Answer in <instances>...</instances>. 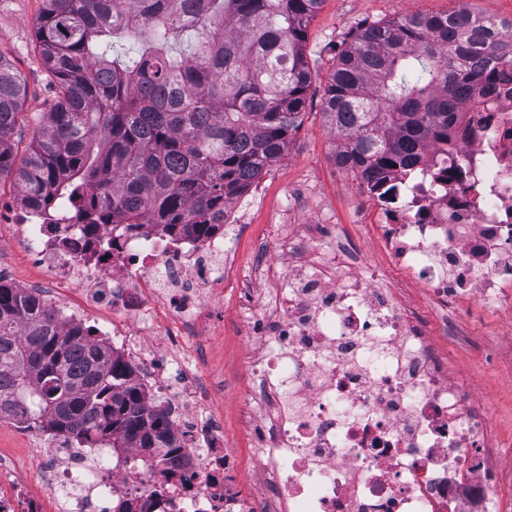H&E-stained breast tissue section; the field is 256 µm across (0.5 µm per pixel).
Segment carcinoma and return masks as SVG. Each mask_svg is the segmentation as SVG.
I'll return each instance as SVG.
<instances>
[{
    "mask_svg": "<svg viewBox=\"0 0 512 512\" xmlns=\"http://www.w3.org/2000/svg\"><path fill=\"white\" fill-rule=\"evenodd\" d=\"M322 0H43L36 41L58 94L16 162L25 94L0 57V176L84 224L223 228L224 205L288 151L306 107L307 27ZM512 20L461 8L365 24L337 53L323 116L336 164L375 181L443 145L454 109L512 72ZM90 446L171 448L166 413L91 334L48 302L0 285V414Z\"/></svg>",
    "mask_w": 512,
    "mask_h": 512,
    "instance_id": "1",
    "label": "carcinoma"
}]
</instances>
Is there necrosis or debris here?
Instances as JSON below:
<instances>
[{"instance_id": "4bbe7bcc", "label": "necrosis or debris", "mask_w": 512, "mask_h": 512, "mask_svg": "<svg viewBox=\"0 0 512 512\" xmlns=\"http://www.w3.org/2000/svg\"><path fill=\"white\" fill-rule=\"evenodd\" d=\"M449 151L425 148L371 199L377 234L404 278L436 305L469 298L512 308V83L476 88ZM28 262L84 305L51 302L63 329L90 330L137 364L146 402L165 410L178 447L164 466L141 448H89L67 433L33 451L35 481L0 485V512H112L114 500L153 512H501L486 455L487 416L448 372L397 282L324 233L269 265L262 285L239 272L227 236L177 237L164 225L78 224L70 204L0 210ZM248 305L251 454L262 481L245 495L210 403L222 378L201 376L189 339L215 329L226 281ZM116 322L101 327L95 309ZM178 337L168 350L159 329Z\"/></svg>"}]
</instances>
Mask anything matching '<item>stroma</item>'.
<instances>
[{"label":"stroma","instance_id":"35a3bbf8","mask_svg":"<svg viewBox=\"0 0 512 512\" xmlns=\"http://www.w3.org/2000/svg\"><path fill=\"white\" fill-rule=\"evenodd\" d=\"M467 7L481 16L512 19V0H323L310 21L305 55L312 71L306 108L288 154L272 164L258 185V199L251 206L246 231L233 238V248L249 277H259L263 267L277 259L280 218L290 214L302 226L328 223L355 245L368 263L386 269L390 259L378 241L367 206L358 202L362 182L334 161L336 136L327 125L322 107L336 51L350 40L358 26L412 13L445 14ZM43 0H0V56L21 73L26 94L13 137L14 153L24 158L28 146L50 111L55 86L37 49L36 24ZM0 256L7 258L14 281L20 286L44 281L31 266L9 228L0 224ZM408 301L429 326L453 376L473 390L493 424V440L504 476L512 475V312L473 302H461L448 313L428 302L422 288L408 284ZM243 310L232 285L224 287V305L216 318L221 331L199 336L195 344L204 376L223 378L224 392L214 408L224 422V446L235 454L242 468L243 488H251L261 473L250 457L251 434L242 414L248 404L246 383L249 368L246 352L251 342L243 330ZM39 429L21 432L0 426V454L9 457L15 473L30 476V449Z\"/></svg>","mask_w":512,"mask_h":512}]
</instances>
